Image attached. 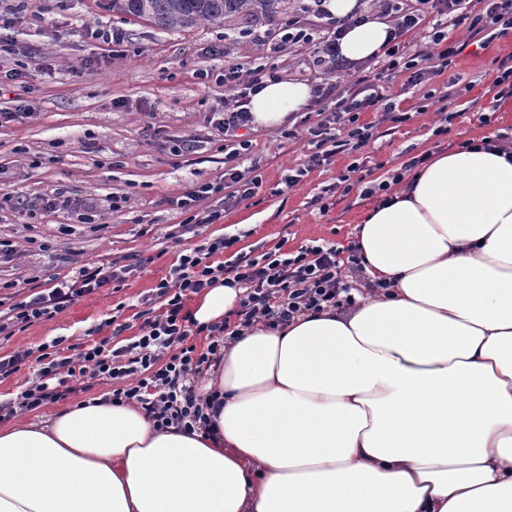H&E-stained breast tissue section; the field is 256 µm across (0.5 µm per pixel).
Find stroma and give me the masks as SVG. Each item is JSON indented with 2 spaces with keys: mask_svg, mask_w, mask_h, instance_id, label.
<instances>
[{
  "mask_svg": "<svg viewBox=\"0 0 512 512\" xmlns=\"http://www.w3.org/2000/svg\"><path fill=\"white\" fill-rule=\"evenodd\" d=\"M312 5L282 0L272 17L241 15L166 31L113 14L108 0H69L63 10L54 0H27L28 18L0 32L10 49L0 56V109L22 102L37 114L0 127V324L7 328L0 356L28 354L0 379V401L16 399L36 379L43 347L55 338L74 346L109 338L115 315L128 323L126 337L138 334L141 298L168 276L182 249L231 237L234 245L213 257L225 263L252 250L291 253L314 241L348 245L373 200L354 191L323 214L310 202L351 164L388 182L408 153L447 152L492 134L512 137V98L496 100L489 72L493 58L512 56L509 36L486 50L468 46L429 84L407 85L406 73L395 70L382 74L376 91L410 112V120L396 126L378 113H362L360 123L372 127L369 147L336 155L288 194L276 195L275 188L286 169L307 161L311 146L302 137L286 139L281 127L249 129L251 155L261 162L262 202H243L219 223L183 233L175 198L234 163L212 121L225 96V65L314 82L306 49L281 42L289 20L308 19ZM104 30L118 34L121 44L104 41ZM431 89L452 91L451 120L423 107ZM487 107L492 113L485 123L480 115ZM443 125L447 134H438ZM177 145L183 148L178 156L172 153ZM53 196L62 206L43 209V199ZM68 199L90 206L91 216L65 207ZM87 262L129 265L133 272L118 291L103 288L51 319L12 325L16 303Z\"/></svg>",
  "mask_w": 512,
  "mask_h": 512,
  "instance_id": "35a3bbf8",
  "label": "stroma"
}]
</instances>
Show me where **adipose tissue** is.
I'll return each mask as SVG.
<instances>
[{
  "instance_id": "adipose-tissue-1",
  "label": "adipose tissue",
  "mask_w": 512,
  "mask_h": 512,
  "mask_svg": "<svg viewBox=\"0 0 512 512\" xmlns=\"http://www.w3.org/2000/svg\"><path fill=\"white\" fill-rule=\"evenodd\" d=\"M340 54L381 55L390 25L363 0ZM310 84L264 80L252 124H287ZM370 283L347 308L227 341L200 386L210 433L159 430L134 405L87 400L0 427V512H512V156H431L366 211ZM227 278L200 325L237 309Z\"/></svg>"
}]
</instances>
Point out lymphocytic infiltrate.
Returning a JSON list of instances; mask_svg holds the SVG:
<instances>
[{"mask_svg": "<svg viewBox=\"0 0 512 512\" xmlns=\"http://www.w3.org/2000/svg\"><path fill=\"white\" fill-rule=\"evenodd\" d=\"M467 2L378 0L381 12L392 22L381 57L383 67L404 68L409 73V84L416 86L442 75L451 65L458 53L449 39L451 31L463 29L482 35L481 45L485 48L512 35V0H485V8L479 13L468 10ZM430 15L436 16L437 21L426 34L424 49L406 53L403 36ZM360 21L357 15L335 18L324 33L300 25L284 36L289 44L308 46L313 67L324 75L313 86L310 104L311 111L322 116L321 123L309 130L315 150L306 167L283 175L284 187H294L310 168L326 163L336 154L365 147L372 135L369 126L359 124L360 113L374 111L380 113L382 120L394 124L409 119L408 113L402 112L394 101L374 91L366 64L347 61L340 55L341 37ZM339 75L351 78L349 95L339 93L335 82ZM263 79L261 70L246 72L236 64L225 66L223 81L227 93L215 120L216 128L225 136L233 138L238 130L250 129L252 116L247 105L251 92ZM334 124L347 126V134H331ZM257 169L254 163L244 169L233 165L225 168L219 179L190 184L176 200L178 208L187 214L182 223L184 231L190 233L196 227L216 223L223 219L226 210L254 198L262 185ZM217 194L224 197L222 207L197 210V203ZM233 244V239L221 237L187 249L171 268L169 279L159 282L155 297L141 311L143 323L134 341L114 349L103 340L85 346L72 357L54 356L20 396L0 402V420L24 410L56 404L72 393L88 392L93 380L122 379L126 385L113 389L112 404H138L146 418L159 428L174 422L187 428H210L195 384L220 361L225 338L239 335L241 329L258 319L276 328L287 325L300 313L353 302L351 288L340 274L345 266L361 269L362 257L354 246L310 244L293 253H241L230 264L212 263L214 254ZM131 271L128 265L107 270L93 263L83 264L74 275L59 278L51 288L16 304L13 319L27 325L52 318L79 298L111 283L124 282ZM226 275L244 290L233 319L198 325L185 308V298L211 287ZM201 335L208 341L202 351L192 342L193 337Z\"/></svg>", "mask_w": 512, "mask_h": 512, "instance_id": "f902f5d3", "label": "lymphocytic infiltrate"}]
</instances>
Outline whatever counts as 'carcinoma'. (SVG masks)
<instances>
[{
  "instance_id": "obj_1",
  "label": "carcinoma",
  "mask_w": 512,
  "mask_h": 512,
  "mask_svg": "<svg viewBox=\"0 0 512 512\" xmlns=\"http://www.w3.org/2000/svg\"><path fill=\"white\" fill-rule=\"evenodd\" d=\"M279 0H110L112 11L165 30H186L200 24H217L261 5L274 12Z\"/></svg>"
}]
</instances>
